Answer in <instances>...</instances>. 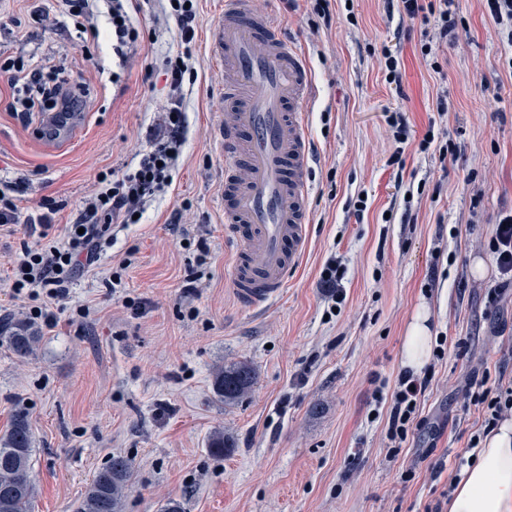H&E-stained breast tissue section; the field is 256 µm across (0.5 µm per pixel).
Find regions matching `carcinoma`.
I'll return each instance as SVG.
<instances>
[{"label": "carcinoma", "mask_w": 512, "mask_h": 512, "mask_svg": "<svg viewBox=\"0 0 512 512\" xmlns=\"http://www.w3.org/2000/svg\"><path fill=\"white\" fill-rule=\"evenodd\" d=\"M41 336L35 325L19 320L12 331L0 336L12 355L27 358L35 352ZM256 383V372L239 361L214 372V391L226 404L246 396ZM33 439L26 413L19 411L9 429L0 435V512H31L35 497L33 478ZM132 464L116 455L93 477L89 489L78 501L74 512H122L124 499L132 485Z\"/></svg>", "instance_id": "obj_1"}]
</instances>
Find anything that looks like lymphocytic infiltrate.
Returning <instances> with one entry per match:
<instances>
[{"mask_svg":"<svg viewBox=\"0 0 512 512\" xmlns=\"http://www.w3.org/2000/svg\"><path fill=\"white\" fill-rule=\"evenodd\" d=\"M177 24L182 46L179 53L164 60L171 102L163 115L165 131L157 136L149 149L140 152L133 167L113 179L99 177L96 193L86 201L73 224L68 225L64 239L47 240L37 248H22L12 262V290L15 297L32 300V319L45 327L57 324L56 305L69 295V286L82 270L93 266L101 249L112 236L116 224L132 223L142 215L146 203L165 193L172 184V172L178 164L185 142L188 121L181 107L184 79L194 67L188 51L196 38V5L187 0H164L162 6ZM400 9L409 17L428 14L435 18L440 37H454L463 20L452 10L450 0H401ZM24 95L20 99L23 112H54L64 105H80L78 90L64 89L63 79L47 87L40 69L22 73ZM432 382L431 374L416 377L402 373L391 399L388 438L401 444L414 426L421 398ZM481 410L485 431H492L503 417L512 412V382L490 389L483 383L471 382L463 397V410Z\"/></svg>","mask_w":512,"mask_h":512,"instance_id":"obj_1","label":"lymphocytic infiltrate"}]
</instances>
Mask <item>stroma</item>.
Masks as SVG:
<instances>
[{
	"instance_id": "obj_1",
	"label": "stroma",
	"mask_w": 512,
	"mask_h": 512,
	"mask_svg": "<svg viewBox=\"0 0 512 512\" xmlns=\"http://www.w3.org/2000/svg\"><path fill=\"white\" fill-rule=\"evenodd\" d=\"M246 2L275 15L313 71L306 256L281 298L259 309L241 305L226 280L224 70L209 47L224 0H198L188 134L171 186L139 223L115 229L34 355L0 345V434L27 414L32 512H73L117 454L133 467L124 512H161L170 499L184 512H424L472 460L482 414L461 409L468 383L512 380V286L489 251L499 214L512 210V45L484 0H454L467 30L434 59L420 48L437 38L435 24L386 0H331L332 24L319 29L311 0ZM131 21L141 45L123 62L106 14L98 36L83 39L66 0H0V179L15 185L19 215L0 228L1 322L30 317L29 301L12 295L14 256L41 232L63 238L98 176L125 171L159 127L176 22L138 10ZM386 49L401 59V86L385 80ZM35 66L65 72L86 101L54 138L9 109L10 70ZM395 111L410 128L399 167L388 163ZM430 132L434 145L420 152ZM449 142L455 154L440 158ZM360 193L359 216L348 202ZM331 258L345 268L337 310L320 278ZM81 306L88 318L76 316ZM422 307L445 355L430 358L421 425L392 458L389 406L373 393L395 387L406 326ZM239 361L257 381L227 405L212 373ZM218 429L234 441L221 456L208 447Z\"/></svg>"
}]
</instances>
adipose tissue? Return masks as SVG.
I'll return each instance as SVG.
<instances>
[{"mask_svg": "<svg viewBox=\"0 0 512 512\" xmlns=\"http://www.w3.org/2000/svg\"><path fill=\"white\" fill-rule=\"evenodd\" d=\"M433 337L425 312H417L407 329L402 365L421 373ZM448 502V512H512V419L502 420L474 449Z\"/></svg>", "mask_w": 512, "mask_h": 512, "instance_id": "adipose-tissue-1", "label": "adipose tissue"}]
</instances>
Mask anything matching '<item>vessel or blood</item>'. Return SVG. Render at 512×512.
Wrapping results in <instances>:
<instances>
[{"instance_id": "1", "label": "vessel or blood", "mask_w": 512, "mask_h": 512, "mask_svg": "<svg viewBox=\"0 0 512 512\" xmlns=\"http://www.w3.org/2000/svg\"><path fill=\"white\" fill-rule=\"evenodd\" d=\"M224 67V222L230 283L245 306L276 301L308 244L311 189L305 53L270 14L224 0L211 42Z\"/></svg>"}]
</instances>
